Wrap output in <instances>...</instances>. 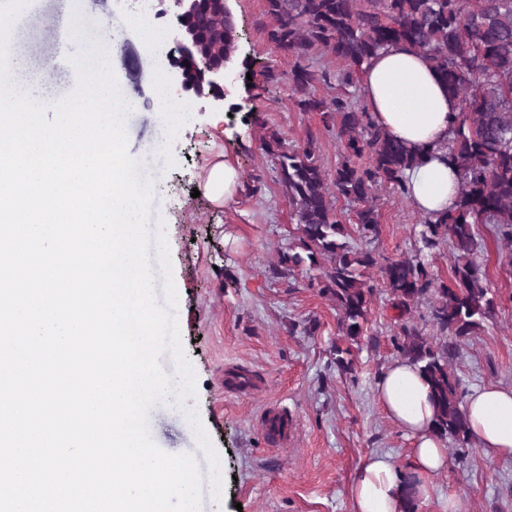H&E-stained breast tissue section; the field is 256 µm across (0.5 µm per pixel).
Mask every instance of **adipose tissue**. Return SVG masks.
Segmentation results:
<instances>
[{
    "label": "adipose tissue",
    "mask_w": 512,
    "mask_h": 512,
    "mask_svg": "<svg viewBox=\"0 0 512 512\" xmlns=\"http://www.w3.org/2000/svg\"><path fill=\"white\" fill-rule=\"evenodd\" d=\"M363 100L373 120L415 154L407 186L425 215L455 209L459 174L448 163V137L459 112L426 59L398 44L380 51L359 75ZM384 414L411 440L408 469L389 455H370L360 463L349 489L351 512H406L408 497L426 499L428 478L448 466L446 441L432 430L434 408L418 367L401 359L374 386ZM472 432L487 456L512 458V386L487 384L470 390L464 404Z\"/></svg>",
    "instance_id": "ef3b65f1"
}]
</instances>
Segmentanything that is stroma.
Here are the masks:
<instances>
[{
	"label": "stroma",
	"instance_id": "1",
	"mask_svg": "<svg viewBox=\"0 0 512 512\" xmlns=\"http://www.w3.org/2000/svg\"><path fill=\"white\" fill-rule=\"evenodd\" d=\"M39 23L28 48L53 64L58 99L77 88L75 54L99 45L115 52L112 73L138 109L127 116L128 150L156 183L149 229L168 242L178 294L176 317L195 385L190 412L171 402L148 415L155 444L171 454H194L202 477L201 512H350L347 489L362 459L391 456L407 468L410 441L380 410L378 375L399 355L391 343L393 309L384 287L372 297L368 328L352 349L355 376L338 372L330 347L338 311L311 288L318 268L278 274L279 257L296 244V223L274 160L260 148L278 133L285 146L317 136L325 171L340 161L335 137L317 114L299 111L288 85L289 57L267 40L265 0H230L240 35L234 61L240 77L222 101L179 97L181 123L160 140L154 110L157 79L174 84L168 44L147 49L135 20L172 28L159 0L150 11L133 0H27ZM80 21L87 38L62 31V14ZM78 51V52H79ZM276 78L266 81L263 72ZM226 156L240 173L235 198L216 204L194 196L207 166ZM377 201L380 235L372 248L387 257L411 254L420 215L408 200L383 189ZM481 261L497 299L479 334L461 343L453 369L462 390L512 385V246L479 225ZM431 498L418 512H443L456 490L463 512H512V460H493L482 448H448V467L430 476Z\"/></svg>",
	"mask_w": 512,
	"mask_h": 512
}]
</instances>
